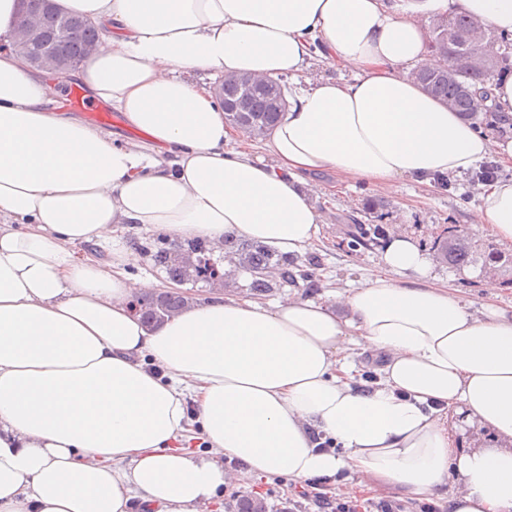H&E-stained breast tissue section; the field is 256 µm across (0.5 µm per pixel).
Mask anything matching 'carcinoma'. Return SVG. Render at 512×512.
I'll return each instance as SVG.
<instances>
[{"instance_id":"1","label":"carcinoma","mask_w":512,"mask_h":512,"mask_svg":"<svg viewBox=\"0 0 512 512\" xmlns=\"http://www.w3.org/2000/svg\"><path fill=\"white\" fill-rule=\"evenodd\" d=\"M51 2L52 0H32L30 12L19 17L17 22L15 46L26 56L37 59L41 57L40 45L45 42L49 45V55L57 64L78 67L91 50L97 47L98 32L88 21L60 12ZM444 20L456 34V42L453 44L448 43V35L444 31L437 30ZM476 23V19L463 13L439 16L432 26L430 48L442 58L443 65L432 70H415L412 77L426 93L437 100L453 101L454 111L463 118L480 122L492 110L488 108L475 111L473 95L476 94V86L488 85L501 69L503 61L507 60L508 54L497 55L493 65L486 70L458 71L453 76H448L451 53L461 47H473L469 38ZM283 91L285 85L278 82L271 87L226 83L224 101L243 99L247 110L226 112L224 120L231 126L240 124L248 127L256 138L264 137L279 121ZM354 224L357 230L349 242L350 249L356 251L370 247L374 235L368 234L359 221H354ZM437 250L442 260L456 267L475 262L474 244L468 237L458 233L454 225L448 226V236L438 241ZM207 251V242L204 240L182 242L178 239H164L162 245L156 246L152 257L155 264L165 268L172 279L181 280L192 276L210 280L216 275L214 268L206 263L188 262L192 255H203ZM232 257L253 273L252 291L257 296L265 295L273 288L271 280L263 275L264 270L278 269L281 276L285 277L288 275V267L296 264L295 259L286 256L278 258L262 245L236 249L232 251ZM190 301L191 298L178 292L165 291L149 297L138 296L132 300V307L146 323L154 324L182 311L189 306ZM230 512H267V505L263 501L243 496L236 500Z\"/></svg>"}]
</instances>
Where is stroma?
Here are the masks:
<instances>
[{"instance_id":"1","label":"stroma","mask_w":512,"mask_h":512,"mask_svg":"<svg viewBox=\"0 0 512 512\" xmlns=\"http://www.w3.org/2000/svg\"><path fill=\"white\" fill-rule=\"evenodd\" d=\"M451 188L430 187L411 180L399 182L394 193L384 194L373 186L353 182L337 184L332 172L326 171L309 179L307 193L312 204L323 213L325 223L320 239L298 266L292 267L290 280L281 282L260 301L271 304L301 296L320 300L329 292L360 285L366 273L379 264V248L371 246L354 251L349 249V237L354 232L355 222L365 224H399L423 247H433L444 228L454 224L464 229L467 236L479 246L491 244L487 232L476 228L471 222L477 204L475 172L453 177ZM160 229L150 231L133 230L126 234L125 242L136 253L137 260L130 266L131 275L154 278L159 290L177 287L195 301L201 302L213 295L231 298L251 297L250 271L230 260L224 250L211 248L207 255L209 264L216 266L223 278L220 286L203 281H186L172 284L166 272L154 267L144 251L146 241L163 238ZM502 256L501 268L496 273L500 291L494 298H487L482 281L485 272L480 264L457 268L448 263L433 260V273L452 289L469 299L474 309L491 304L500 308L512 307V246L499 245ZM306 482L280 476L250 479L238 483L235 489L225 490L220 502L232 504L235 494L252 495L264 499L268 506L283 507L285 502H295L298 512H321L313 501L305 498Z\"/></svg>"}]
</instances>
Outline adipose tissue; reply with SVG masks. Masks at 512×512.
I'll list each match as a JSON object with an SVG mask.
<instances>
[{"mask_svg": "<svg viewBox=\"0 0 512 512\" xmlns=\"http://www.w3.org/2000/svg\"><path fill=\"white\" fill-rule=\"evenodd\" d=\"M54 2L100 35L74 72L29 67L13 48L19 0H0V512H209L243 477L343 471L350 494L512 512V311L472 312L411 235L392 232L381 272L327 301L219 296L155 327L131 301L157 284L128 275L123 241L157 228L299 256L323 222L305 191L316 173L389 193L512 163V140L409 77L441 63L427 19L460 10L512 34V0ZM315 55L352 78L309 79ZM201 72L293 79L270 158L236 148ZM72 81L134 137L54 108ZM477 198L474 226L512 245V180ZM78 243L109 245L110 268ZM355 347L383 357L372 385L354 376ZM462 413L507 447L459 451ZM196 426L206 450L187 446Z\"/></svg>", "mask_w": 512, "mask_h": 512, "instance_id": "obj_1", "label": "adipose tissue"}]
</instances>
